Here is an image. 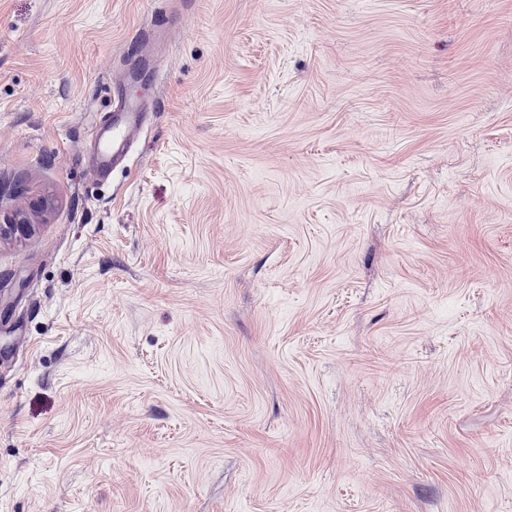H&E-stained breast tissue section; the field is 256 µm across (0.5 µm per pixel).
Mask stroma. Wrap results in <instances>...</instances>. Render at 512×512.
I'll return each instance as SVG.
<instances>
[{
	"label": "stroma",
	"mask_w": 512,
	"mask_h": 512,
	"mask_svg": "<svg viewBox=\"0 0 512 512\" xmlns=\"http://www.w3.org/2000/svg\"><path fill=\"white\" fill-rule=\"evenodd\" d=\"M3 183L0 512H512V0H0ZM136 128L135 112H113L100 130L92 134L98 144V171L107 170L131 141ZM31 214L23 210H14L2 215L0 207V242L28 237L35 231Z\"/></svg>",
	"instance_id": "obj_1"
}]
</instances>
